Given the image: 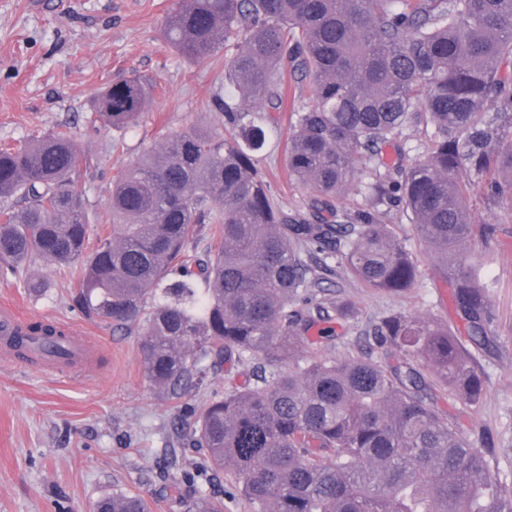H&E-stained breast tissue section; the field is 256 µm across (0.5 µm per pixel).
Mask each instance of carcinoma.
Here are the masks:
<instances>
[{"label":"carcinoma","mask_w":512,"mask_h":512,"mask_svg":"<svg viewBox=\"0 0 512 512\" xmlns=\"http://www.w3.org/2000/svg\"><path fill=\"white\" fill-rule=\"evenodd\" d=\"M164 38L191 61L224 52L239 98H213L221 125L144 150L112 182L110 233H94L78 190L90 160L71 127L1 147L0 262L44 260L74 283L71 306L86 317L138 328L148 378L174 398L198 394L227 362L256 361L253 385L184 407L180 439L207 453L183 470L190 483L231 474L252 512H512L494 449L437 407L439 392L476 406L485 389L466 343L489 342V284L456 257L497 238L495 225L473 223L469 178L512 201V0H179ZM290 65L313 96L290 113L288 174L313 193L309 212L291 214L256 166V116L285 111ZM155 88L118 78L95 114L131 128ZM415 117L433 129L430 150L396 190L444 267L467 339L391 314L369 335L382 361L302 353L310 330L352 316L317 299L334 266L393 294L418 281L417 260L376 211L338 224L331 205L362 159L375 164L372 207L391 198L382 149ZM181 504L224 512L203 488ZM92 512L151 506L121 492Z\"/></svg>","instance_id":"1"}]
</instances>
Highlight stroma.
<instances>
[{
    "label": "stroma",
    "instance_id": "stroma-1",
    "mask_svg": "<svg viewBox=\"0 0 512 512\" xmlns=\"http://www.w3.org/2000/svg\"><path fill=\"white\" fill-rule=\"evenodd\" d=\"M176 3L0 0V145L20 148L58 126H73L91 158L79 189L101 219L109 217L113 180L141 147L162 144L191 125H219L211 97H237L221 63L187 60L165 42L163 26ZM129 72L158 84L138 126L115 130L96 123L99 90ZM264 127L260 169L285 210H306L310 190L288 175V121ZM374 181L370 165L358 163L353 189L332 202L337 215L370 209ZM468 203L475 223L500 229L496 243L475 251L481 276L493 283L492 340L472 350L486 384L477 407L450 397L438 406L462 419L471 440L493 442L494 465L512 469V203L490 200L478 178L471 181ZM379 219L420 253L419 280L415 288L392 295L336 269L323 284L324 294L350 304L353 316L319 355L380 360L381 351L369 348L367 336L374 324L396 313L430 316L453 332L463 330L443 267L423 255L410 215L383 205ZM27 272L46 279L47 292L29 293L23 278L0 274V302L18 305L35 322L83 327L96 349L78 370L49 372L25 359L0 362V512H89L98 498L117 491L146 496L153 512H184L181 500L197 488L181 483V471L203 462L205 452L182 444V403L148 381L138 329L86 318L70 306L66 281L45 261L31 260Z\"/></svg>",
    "mask_w": 512,
    "mask_h": 512
}]
</instances>
